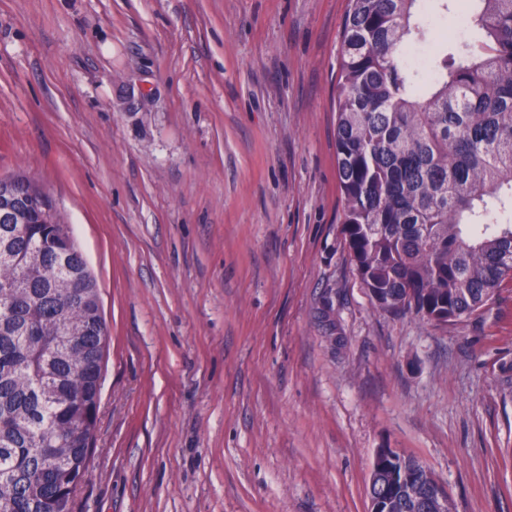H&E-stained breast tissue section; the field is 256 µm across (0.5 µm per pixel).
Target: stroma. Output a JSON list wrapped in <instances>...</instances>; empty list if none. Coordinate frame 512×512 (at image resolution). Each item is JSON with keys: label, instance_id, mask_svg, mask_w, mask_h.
I'll return each instance as SVG.
<instances>
[{"label": "stroma", "instance_id": "35a3bbf8", "mask_svg": "<svg viewBox=\"0 0 512 512\" xmlns=\"http://www.w3.org/2000/svg\"><path fill=\"white\" fill-rule=\"evenodd\" d=\"M459 2L425 0L452 46ZM348 0H0V176H36L108 329L75 512H369L376 449L512 512V281L379 313L343 234Z\"/></svg>", "mask_w": 512, "mask_h": 512}]
</instances>
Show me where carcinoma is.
<instances>
[{
    "label": "carcinoma",
    "instance_id": "1",
    "mask_svg": "<svg viewBox=\"0 0 512 512\" xmlns=\"http://www.w3.org/2000/svg\"><path fill=\"white\" fill-rule=\"evenodd\" d=\"M422 0H349L336 98L343 233L378 312L468 317L512 279V0H477L461 41L414 81ZM53 223L0 224V512H74L97 430L107 342L96 282ZM373 493L419 508L422 461L378 458Z\"/></svg>",
    "mask_w": 512,
    "mask_h": 512
}]
</instances>
